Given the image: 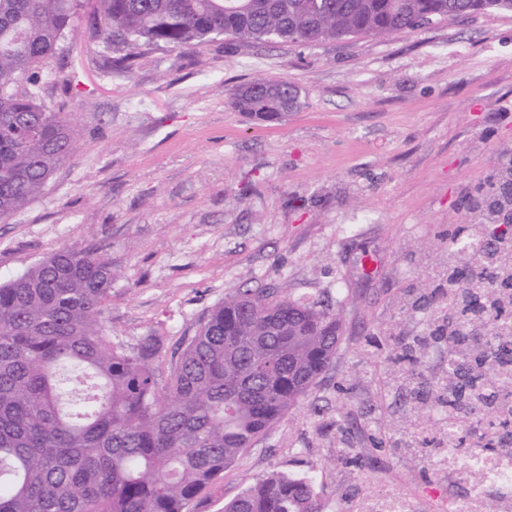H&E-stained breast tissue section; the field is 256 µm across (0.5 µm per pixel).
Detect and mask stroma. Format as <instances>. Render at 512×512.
Returning a JSON list of instances; mask_svg holds the SVG:
<instances>
[{"instance_id": "35a3bbf8", "label": "stroma", "mask_w": 512, "mask_h": 512, "mask_svg": "<svg viewBox=\"0 0 512 512\" xmlns=\"http://www.w3.org/2000/svg\"><path fill=\"white\" fill-rule=\"evenodd\" d=\"M87 21L41 72L76 154L0 223V282L97 250L113 341L155 336L167 358L243 289L330 304L333 365L187 512H222L274 471L313 476L323 512H434L446 409L397 356L425 336L426 376L446 367L448 243L512 163V12L312 46L142 48L124 71L105 64L123 44L87 40ZM256 78L294 84L298 108L271 123L235 110Z\"/></svg>"}]
</instances>
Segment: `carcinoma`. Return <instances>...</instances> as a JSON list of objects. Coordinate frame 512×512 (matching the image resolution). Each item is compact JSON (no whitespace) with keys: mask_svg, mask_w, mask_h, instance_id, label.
Instances as JSON below:
<instances>
[{"mask_svg":"<svg viewBox=\"0 0 512 512\" xmlns=\"http://www.w3.org/2000/svg\"><path fill=\"white\" fill-rule=\"evenodd\" d=\"M512 11V0H0V221L24 208L74 153L67 115L40 102L39 74L80 12L88 38L129 45H201L216 32L247 42L313 44L388 37L447 17ZM232 105L273 121L297 88L248 82ZM478 261L512 253V233L485 224ZM112 266L95 250H59L0 283V512H186L256 439L268 434L336 359L343 337L328 304L239 291L156 368L162 345L112 342L103 323ZM495 292L457 286L466 311ZM512 359V344L448 317V406L475 420L493 406V375L468 355ZM224 512H322L313 478L273 472Z\"/></svg>","mask_w":512,"mask_h":512,"instance_id":"obj_1","label":"carcinoma"}]
</instances>
